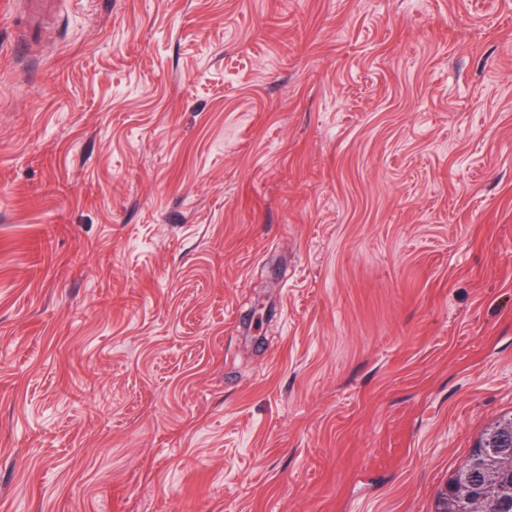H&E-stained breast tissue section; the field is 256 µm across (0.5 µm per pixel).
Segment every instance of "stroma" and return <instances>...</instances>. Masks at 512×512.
<instances>
[{"label":"stroma","mask_w":512,"mask_h":512,"mask_svg":"<svg viewBox=\"0 0 512 512\" xmlns=\"http://www.w3.org/2000/svg\"><path fill=\"white\" fill-rule=\"evenodd\" d=\"M0 0V512H434L512 417V0ZM28 6L25 36L36 39L40 36L46 15L51 11L54 1L24 0Z\"/></svg>","instance_id":"obj_1"}]
</instances>
